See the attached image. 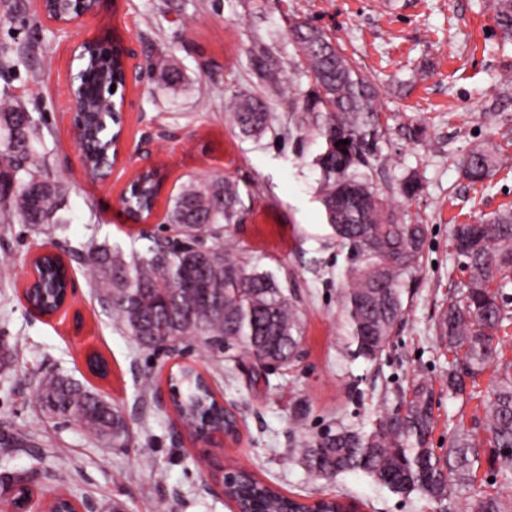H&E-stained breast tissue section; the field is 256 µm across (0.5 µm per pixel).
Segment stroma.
<instances>
[{
  "instance_id": "stroma-1",
  "label": "stroma",
  "mask_w": 512,
  "mask_h": 512,
  "mask_svg": "<svg viewBox=\"0 0 512 512\" xmlns=\"http://www.w3.org/2000/svg\"><path fill=\"white\" fill-rule=\"evenodd\" d=\"M487 0H100L96 15L58 36L40 0L0 25V45L27 46L29 59L10 77L12 94L40 118L38 147L51 172L67 186L70 224L57 241L72 267V308L51 317L30 314L22 299L26 261L37 244L25 225L0 231V439L32 433V441L0 452V501L11 498L10 477L38 468L36 492L71 496L84 512H233L206 457L243 466L285 495L303 502L338 497L353 512H439L419 493L400 495L363 472L313 478L294 448L342 423L371 430L377 417L399 405L413 380L433 389L436 454L446 452L458 427L484 415L494 384L493 369L477 377L473 398H452L444 384L451 355L435 323L448 294L468 278L450 248L452 225L472 223L512 207V41L501 38ZM305 21L336 38L355 64L380 82L388 117L383 157L373 181L401 217L428 225L426 260L403 295L404 314L382 356L351 359L342 342L339 290L351 263L336 243L316 198L318 171L311 161L321 141L297 131L291 95L309 88L299 77L294 94L264 92L274 127L243 137L224 112L236 90L257 92L251 58L265 51L284 69L297 63L290 23ZM119 35L141 67L156 55H171L183 74L177 91H159L150 77L127 88L126 156L109 183L91 180L78 161V143L65 110V78L78 63L72 42ZM262 91V90H261ZM421 127L407 139L404 126ZM493 148L498 167L490 180L473 185L453 165L473 147ZM147 148L167 175L157 203L165 214L168 196L187 176L220 174L238 184L241 219L226 226L224 239L260 269L271 271L293 294L301 314L302 340L292 368L264 372L251 359L189 346L184 356L145 350L116 331L91 297L77 255L89 239L140 245L141 227L126 223L120 196ZM415 178L418 191L403 195L401 183ZM96 352L109 367L106 378L85 363ZM188 359L210 377L213 389L240 418L236 438L216 448L178 435L175 415L154 395L167 375ZM66 374L117 404L130 428L129 445L102 450L75 424L46 417L36 399L40 380ZM155 392L142 396L143 376ZM150 455H141L143 443ZM492 493L512 499V483L493 477L489 466L471 476L448 512H469L470 501Z\"/></svg>"
}]
</instances>
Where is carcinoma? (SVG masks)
Returning <instances> with one entry per match:
<instances>
[{
  "mask_svg": "<svg viewBox=\"0 0 512 512\" xmlns=\"http://www.w3.org/2000/svg\"><path fill=\"white\" fill-rule=\"evenodd\" d=\"M493 20L503 39H512V0H491ZM289 35L309 79L303 98L292 104V120L299 129L323 141L313 160L319 170L318 200L337 241L356 260L349 267L341 291L344 341L349 356L366 361L385 351L393 329L404 313L403 288L421 268L427 227L402 220L374 186L371 162L382 157L385 135L380 90L324 30L306 22L291 25ZM25 49L0 46V72H10ZM86 80L76 88L77 104L93 113L108 110L110 85H123V49L119 44L86 49ZM155 85L167 90L181 74L166 56L151 64ZM253 71L269 87L290 90L295 73L258 54ZM226 111L240 134L264 133L273 120L267 100L255 92L236 91ZM14 129L18 139L0 140V176L16 182L0 186V224L18 220L37 237L52 238L67 229L59 215L65 184L54 177L40 158L35 142L41 138L40 120L13 96L0 89V130ZM112 129L89 120V143L98 146L114 139ZM346 140V145H336ZM464 178L484 183L497 167L491 149L476 147L457 160ZM158 182L147 176L137 190H129L134 209L146 217L157 198ZM238 186L222 175L191 177L170 196L166 223L184 240L180 249H167L155 237L142 252L125 254L118 245L93 239L79 257L90 275L97 302L116 328L147 349L156 341L201 344L209 351L229 350L258 361L276 360L292 367L301 342V322L292 293L274 275L235 255L221 241L224 225L238 216ZM450 245L463 258L469 280L448 295L436 333L455 359L448 367V393L466 391L485 367L500 359L495 336L507 319L505 289L512 283V209L478 224H455ZM44 290L33 296L43 308L56 306L65 280L51 264L44 271ZM177 389L175 409L183 420L202 428L224 425V409L195 370L180 367L172 374ZM433 392L421 379L413 382L410 397L376 419L369 432L339 426L300 442V455L310 474L332 478L361 470L397 494L417 491L443 507L466 486L484 448L497 449L492 466L512 480V362L499 363V376L483 419L470 430L455 433L447 452L430 448ZM38 401L51 418L84 428L102 448H119L127 437L120 409L92 389L63 376L44 379ZM485 438H479L480 434ZM239 512H338L333 502L303 504L251 473H236L225 485ZM470 512H512V503L484 494Z\"/></svg>",
  "mask_w": 512,
  "mask_h": 512,
  "instance_id": "1",
  "label": "carcinoma"
}]
</instances>
